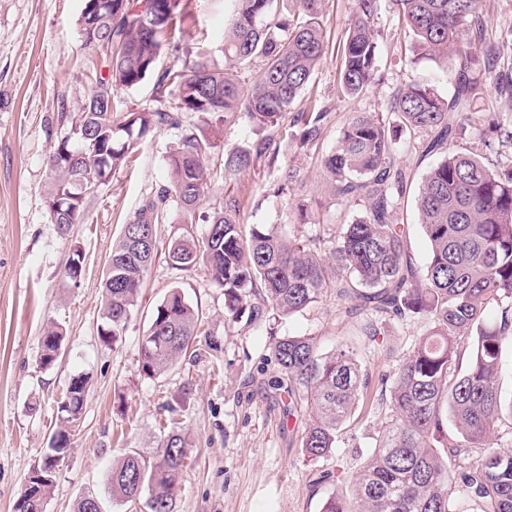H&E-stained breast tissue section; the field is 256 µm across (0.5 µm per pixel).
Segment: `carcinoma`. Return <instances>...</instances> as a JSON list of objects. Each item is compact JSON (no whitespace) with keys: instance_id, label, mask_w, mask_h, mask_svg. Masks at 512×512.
Returning a JSON list of instances; mask_svg holds the SVG:
<instances>
[{"instance_id":"obj_1","label":"carcinoma","mask_w":512,"mask_h":512,"mask_svg":"<svg viewBox=\"0 0 512 512\" xmlns=\"http://www.w3.org/2000/svg\"><path fill=\"white\" fill-rule=\"evenodd\" d=\"M184 0H112L95 15L96 38L82 43L105 57L110 75L89 77L84 101L72 112L61 103L57 122L69 131L47 159L52 176L46 195L50 219L80 224L87 196L82 184L104 181L121 167L149 134L180 125L184 112L224 114L228 122L244 115L260 128L278 127L292 117L299 128L297 147L322 134L325 109L297 108L302 91L325 57L321 18L325 0H297L283 12L278 0H236L231 27L224 34V67L209 63L206 48L186 52L182 68L159 73L158 98L168 87L177 95L153 111L112 112L115 88L139 86L157 71L165 43L180 51ZM378 0H353L352 19L339 71L343 94L366 92L379 71L373 20ZM399 22L412 33L421 53L456 61L453 95L445 101L433 88L415 82L400 87L389 111L394 122L358 114L342 128L323 169L333 194L365 204L363 216L339 225L330 256L318 254L324 241L314 228L304 239L290 238L273 226L255 224L243 234L237 204L228 200L208 215V232L171 240L167 257L180 270L204 266L224 287L225 316L255 323L266 316H290L317 302L328 289L340 300L359 303L344 308L360 318L374 339L387 320L420 318L425 330L393 373L378 379L389 394L390 420L366 464L352 477L354 504L333 493L320 512H460L456 493L464 492L477 512H512V447L492 446L503 411H512L500 387L505 345L512 341V158L495 157L512 149V113L491 120L495 137L484 150L446 151L419 187L416 208L429 244L424 277H418L405 251L406 225L395 215L409 181L396 163L398 147L408 152H439L461 137L472 101L488 87L512 103V65L497 67L504 44L486 38L483 0H394ZM483 48L474 63L473 48ZM256 61L260 75L246 85L244 73ZM217 138L184 130L166 156L168 185L148 196L112 245V272L103 283V341L121 335L137 304L157 253V226L168 212H181L192 224L207 184L208 163ZM271 143L224 151V181L237 179L254 159L277 154ZM84 259L72 254L63 277L81 279ZM260 296L262 305L253 303ZM199 315L183 293L172 290L155 308L141 346V371L154 377L187 354L199 335ZM54 352L63 335L55 325L42 336ZM291 417L306 405L314 412L302 436L304 456L324 458L338 447L340 427L352 415L370 385L369 374L348 350L319 353L312 338L284 336L272 344ZM83 402L58 411L57 454L69 452L67 429L82 414ZM456 432L448 433V422ZM189 444L172 431L161 454L148 458L127 451L112 468V496L135 503L147 495L150 512H175L178 485ZM478 456L469 460L473 449ZM54 482L40 483L17 498L15 512H45Z\"/></svg>"}]
</instances>
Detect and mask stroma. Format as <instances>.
<instances>
[{"label": "stroma", "instance_id": "obj_1", "mask_svg": "<svg viewBox=\"0 0 512 512\" xmlns=\"http://www.w3.org/2000/svg\"><path fill=\"white\" fill-rule=\"evenodd\" d=\"M234 6V0H189L182 42L205 44L214 62L223 64L224 30ZM83 7L84 0H0V512H14L24 477L48 453L58 405L78 374L88 376L89 391L46 512H74L86 495L98 497L104 512H149L146 502L113 499L108 478L126 451L154 453L170 418L191 446L175 512H319L323 498L347 487L348 476L364 462L388 408L380 402V387H372L371 402L358 406L344 425L341 447L307 461L301 437L308 412L286 416L287 395L269 387L277 374L274 337L310 336L322 353L350 347L375 377L394 372L424 327L416 319L391 320L370 339L359 322L341 315L332 293L270 322L231 321L224 315V289L206 269L180 271L166 256L171 239L189 231L204 236L207 223L187 226L172 219L157 227L158 253L131 318L121 336L104 343L102 282L112 245L143 199L169 184L170 146L204 117L184 113L180 126L144 138L86 203L82 223L64 230L53 224L45 198L46 159L66 133L56 121L59 104L76 106L88 89V75L108 72L107 62L81 44ZM351 12V0H327L322 25L328 52L303 93L305 102L329 112L320 139L313 148L299 149L284 129H260L236 118L222 128V148H246L268 137L278 149L277 161L260 159L230 184L212 177L201 212H213L232 196L240 201V224H271L292 237L306 235L311 222L331 233L364 213L363 203L327 189L322 157L352 116L388 113L405 83L418 82L450 98L454 63L413 52L392 0H379L377 80L363 94L343 95L338 72ZM289 170L296 180L287 185L283 175ZM300 201L308 209L304 220L296 210ZM76 246L85 255V269L74 283L63 270ZM175 288L202 317L198 351L148 377L139 370L142 340L156 306ZM52 324L64 335L62 354L43 368L41 340ZM327 472L334 481L324 480Z\"/></svg>", "mask_w": 512, "mask_h": 512}]
</instances>
